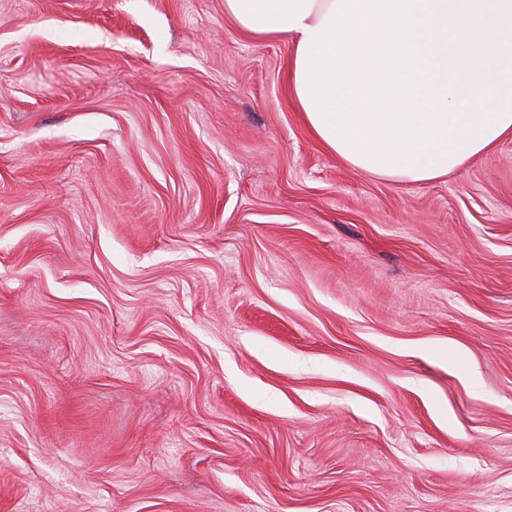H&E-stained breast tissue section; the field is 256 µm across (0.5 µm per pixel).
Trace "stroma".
Here are the masks:
<instances>
[{
	"mask_svg": "<svg viewBox=\"0 0 512 512\" xmlns=\"http://www.w3.org/2000/svg\"><path fill=\"white\" fill-rule=\"evenodd\" d=\"M224 0H0V512H512V137L326 151Z\"/></svg>",
	"mask_w": 512,
	"mask_h": 512,
	"instance_id": "obj_1",
	"label": "stroma"
}]
</instances>
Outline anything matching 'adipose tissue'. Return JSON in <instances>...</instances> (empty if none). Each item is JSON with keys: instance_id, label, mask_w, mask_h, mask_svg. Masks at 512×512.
I'll return each instance as SVG.
<instances>
[{"instance_id": "obj_1", "label": "adipose tissue", "mask_w": 512, "mask_h": 512, "mask_svg": "<svg viewBox=\"0 0 512 512\" xmlns=\"http://www.w3.org/2000/svg\"><path fill=\"white\" fill-rule=\"evenodd\" d=\"M255 39L287 36L288 92L331 153L429 182L512 135V0H224Z\"/></svg>"}]
</instances>
